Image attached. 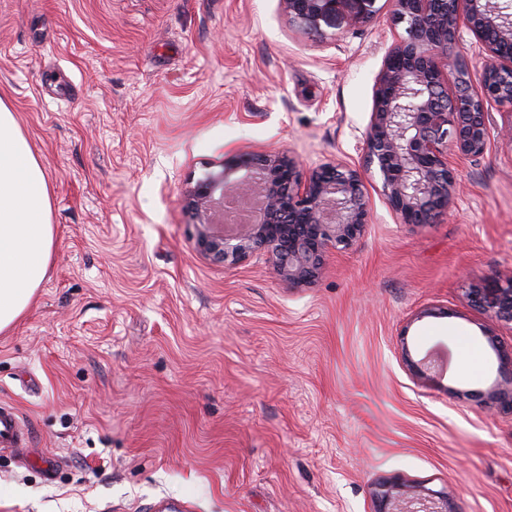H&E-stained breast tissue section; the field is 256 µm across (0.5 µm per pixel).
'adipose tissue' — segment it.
<instances>
[{"label": "adipose tissue", "instance_id": "ef3b65f1", "mask_svg": "<svg viewBox=\"0 0 512 512\" xmlns=\"http://www.w3.org/2000/svg\"><path fill=\"white\" fill-rule=\"evenodd\" d=\"M54 242L46 173L0 102V332L30 306Z\"/></svg>", "mask_w": 512, "mask_h": 512}]
</instances>
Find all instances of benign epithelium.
<instances>
[{
  "instance_id": "7a95c632",
  "label": "benign epithelium",
  "mask_w": 512,
  "mask_h": 512,
  "mask_svg": "<svg viewBox=\"0 0 512 512\" xmlns=\"http://www.w3.org/2000/svg\"><path fill=\"white\" fill-rule=\"evenodd\" d=\"M368 0H280L290 24L322 34L338 17L365 19ZM491 0H391L392 22L404 34L389 48L376 76L373 108L360 165L339 159L305 168L287 151L264 155L241 175L219 165L187 187L183 210L194 228L199 255L236 265L257 252L268 255L288 286L312 284L333 253L350 249L369 223L372 185L402 224H431L454 199L451 157L470 159L490 148L488 104L512 107V20ZM466 28L490 56L479 87L453 57ZM453 82H448V73ZM261 196L257 216L219 234L212 215L224 201L251 190ZM473 306L491 321L512 326V278L470 291ZM499 360V378L476 393L484 405L512 413V349L487 334ZM374 512H447L431 498L407 495L397 480L380 484Z\"/></svg>"
}]
</instances>
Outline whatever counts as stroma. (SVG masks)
I'll return each mask as SVG.
<instances>
[{"label": "stroma", "instance_id": "obj_1", "mask_svg": "<svg viewBox=\"0 0 512 512\" xmlns=\"http://www.w3.org/2000/svg\"><path fill=\"white\" fill-rule=\"evenodd\" d=\"M312 37L278 0H0V102L50 185L54 245L0 332V512H373L395 478L450 512H512V415L468 290L512 276V108L455 160L451 209L400 223L379 194L308 287L261 257H200L182 196L217 161L286 150L360 164L402 36L388 0ZM480 353L476 373L467 348ZM446 354V372L410 361ZM30 431L19 410L0 403V452L23 459L29 452Z\"/></svg>", "mask_w": 512, "mask_h": 512}]
</instances>
